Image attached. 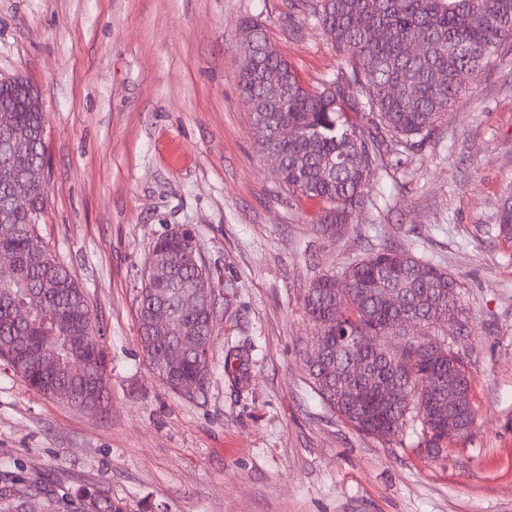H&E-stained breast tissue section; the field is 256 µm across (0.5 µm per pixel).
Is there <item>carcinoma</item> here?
I'll return each instance as SVG.
<instances>
[{
  "label": "carcinoma",
  "mask_w": 512,
  "mask_h": 512,
  "mask_svg": "<svg viewBox=\"0 0 512 512\" xmlns=\"http://www.w3.org/2000/svg\"><path fill=\"white\" fill-rule=\"evenodd\" d=\"M310 6L308 19L320 26L342 54L344 63L320 86L302 83L296 71L277 53L242 67L238 84L245 97L264 100L267 111L251 113L259 152L268 149L281 157L276 178L293 197L321 200L322 230H337L354 222L366 205L370 177L387 166L390 155L400 156L423 143L462 92L460 75H478L500 46L512 41V0H303ZM424 46L417 54L415 43ZM276 70L281 87L263 84L261 74ZM0 108H11L12 125L5 139L17 134L27 146L26 164L32 170L47 165L44 113L30 112L9 87H0ZM288 123L299 131L292 140L275 137V128ZM13 158L0 155V205L4 204ZM11 229L0 233V264L9 266L14 280L0 285V364L26 385L52 397L67 387L81 394L96 384L108 399V359L100 342V329L87 296L67 268L37 235L38 221L25 213L11 215ZM499 233L512 239V193L502 202ZM152 252L175 269L163 284L144 287L138 300L140 345L153 372L173 391L191 396L203 389L197 383L199 363L195 343L206 338L212 346L218 306L204 302L197 310L181 306L182 295L203 276L191 258L185 238L171 232L158 239ZM351 293L336 298L327 273L307 288L303 305L314 323L310 343L330 336L340 325L351 336L375 333L399 336L407 313L432 320L447 342L448 326L461 324L463 309L457 282L442 267L392 244H383L366 258L348 266ZM403 293L405 307L386 303L383 289ZM164 310L168 327L162 335L151 330V318ZM25 317L19 318V312ZM186 344L181 360L169 351ZM352 347L333 346L323 361L305 359L308 374L319 395L335 397L336 371L346 364ZM370 372L365 388L377 389L396 376L381 356H367ZM88 368L85 378L68 375L72 363ZM403 372L396 376L412 392L409 407H391L385 427L360 421V415L334 405L330 409L358 432L389 441L407 424L420 427L419 446H448V418L421 415L422 406L435 400V381L456 374L442 355L422 358L408 350ZM247 358L230 350L224 373L244 377ZM38 497L51 512H127L124 502L99 487L66 486L50 478L30 480L11 470L0 471V512H30Z\"/></svg>",
  "instance_id": "obj_1"
}]
</instances>
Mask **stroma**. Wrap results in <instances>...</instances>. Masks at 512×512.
Masks as SVG:
<instances>
[{"label": "stroma", "mask_w": 512, "mask_h": 512, "mask_svg": "<svg viewBox=\"0 0 512 512\" xmlns=\"http://www.w3.org/2000/svg\"><path fill=\"white\" fill-rule=\"evenodd\" d=\"M309 86L342 57L300 0H0V73L42 95L49 181L38 232L84 288L109 359L106 412L76 410L0 366V464L98 486L128 512H512V45L421 148L375 172L336 233L288 197L253 144L237 85L245 20ZM191 226L224 307L202 393L153 373L137 301L154 242ZM394 243L446 268L476 420L439 458L405 430L356 432L303 362L309 284ZM248 352L247 382L224 372Z\"/></svg>", "instance_id": "obj_1"}]
</instances>
